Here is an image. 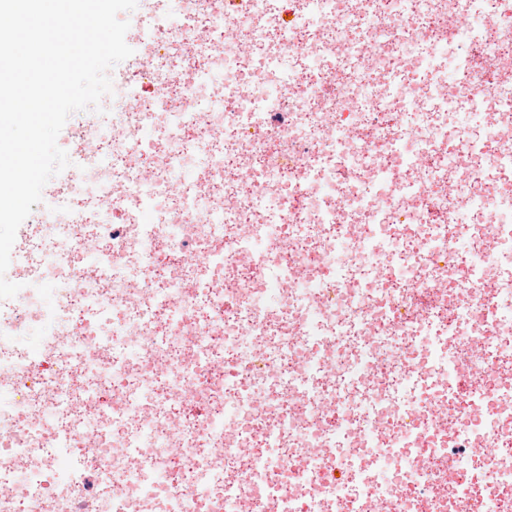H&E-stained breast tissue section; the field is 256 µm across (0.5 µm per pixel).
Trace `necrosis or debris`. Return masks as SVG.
<instances>
[{
  "label": "necrosis or debris",
  "mask_w": 512,
  "mask_h": 512,
  "mask_svg": "<svg viewBox=\"0 0 512 512\" xmlns=\"http://www.w3.org/2000/svg\"><path fill=\"white\" fill-rule=\"evenodd\" d=\"M163 6L0 305V512H512L506 0Z\"/></svg>",
  "instance_id": "4bbe7bcc"
}]
</instances>
